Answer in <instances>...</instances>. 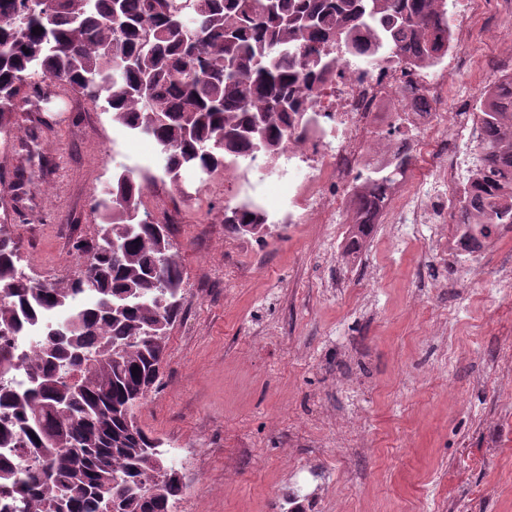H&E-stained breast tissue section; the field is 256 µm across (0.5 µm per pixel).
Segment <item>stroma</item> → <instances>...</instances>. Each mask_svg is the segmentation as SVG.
Masks as SVG:
<instances>
[{"instance_id": "stroma-1", "label": "stroma", "mask_w": 512, "mask_h": 512, "mask_svg": "<svg viewBox=\"0 0 512 512\" xmlns=\"http://www.w3.org/2000/svg\"><path fill=\"white\" fill-rule=\"evenodd\" d=\"M48 129L28 150L25 132ZM156 144L113 128L108 113L54 97L0 133V196L30 277L67 280L75 241L94 242L93 205L113 173L154 179L144 211H175L182 313L140 425L160 438L187 487L178 512H281L289 488L339 512H512V235L485 254L480 284L449 281L428 234L375 225L357 270L343 267L330 224H290L265 243L234 235L222 206L251 198L280 219L285 161L242 180L184 174L171 184ZM449 310L438 363L431 311ZM357 408L364 440L335 445L337 415ZM332 479L322 492L320 475Z\"/></svg>"}]
</instances>
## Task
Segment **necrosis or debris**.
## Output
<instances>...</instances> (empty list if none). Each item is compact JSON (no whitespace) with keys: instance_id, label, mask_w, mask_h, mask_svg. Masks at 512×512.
<instances>
[{"instance_id":"4bbe7bcc","label":"necrosis or debris","mask_w":512,"mask_h":512,"mask_svg":"<svg viewBox=\"0 0 512 512\" xmlns=\"http://www.w3.org/2000/svg\"><path fill=\"white\" fill-rule=\"evenodd\" d=\"M447 9L455 15L466 42L476 31L492 27L497 15L512 14V0H447ZM454 67L463 80L452 85L438 70L423 73L380 61L338 66L318 107L319 126L306 131L286 155L289 166L299 172L288 184V223H299L306 210L323 215L325 223H336L342 202L332 185H350L363 158L378 155V146L367 144L364 133L392 123L393 113L382 111L381 105L400 102L399 91L408 85L416 87L418 97L428 104L427 112L419 116V136L410 144L412 152L425 159L427 172L411 185L397 184L389 190L383 221L411 230L446 223L459 193L462 161L475 154L480 136L459 102L463 88L476 81L484 64L462 51ZM438 245L441 259L470 256L468 279H485L481 260L489 247L487 240L474 244L457 230L441 233Z\"/></svg>"}]
</instances>
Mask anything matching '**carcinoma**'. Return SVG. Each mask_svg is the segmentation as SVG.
Returning <instances> with one entry per match:
<instances>
[{
	"instance_id": "cac0c4a2",
	"label": "carcinoma",
	"mask_w": 512,
	"mask_h": 512,
	"mask_svg": "<svg viewBox=\"0 0 512 512\" xmlns=\"http://www.w3.org/2000/svg\"><path fill=\"white\" fill-rule=\"evenodd\" d=\"M450 38L442 0H0V131L48 80L154 141L170 182L186 170L211 177L283 155L318 123L313 98L347 57L431 69ZM477 118L469 180L488 190L462 191L456 223L489 237L512 224V195L503 203L490 191L512 190V76L482 92ZM387 162L352 186L342 257L363 247L383 192L411 166L399 152ZM145 188L130 170L112 177L111 206L95 202L99 240L73 243L65 282L19 270L0 225V496L10 512H177L185 485L134 413L160 383L183 293L170 228L140 213ZM268 221L252 201L224 206L234 234L262 241ZM78 293L89 307L50 328L30 358L4 339L67 312ZM21 370L24 390L10 381ZM16 452L33 465L15 466Z\"/></svg>"
}]
</instances>
